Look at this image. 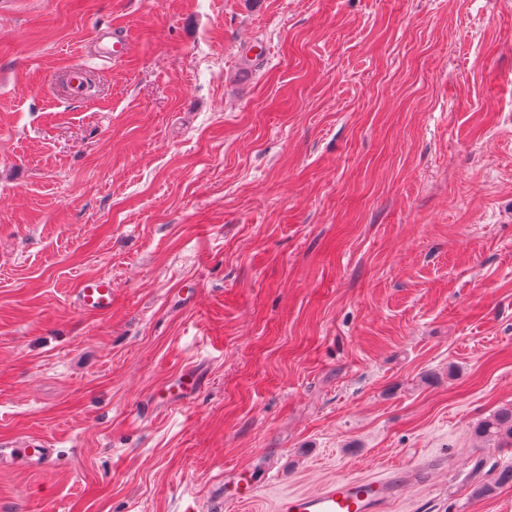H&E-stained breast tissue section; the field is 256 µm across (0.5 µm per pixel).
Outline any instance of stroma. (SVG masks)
Returning <instances> with one entry per match:
<instances>
[{
	"label": "stroma",
	"mask_w": 512,
	"mask_h": 512,
	"mask_svg": "<svg viewBox=\"0 0 512 512\" xmlns=\"http://www.w3.org/2000/svg\"><path fill=\"white\" fill-rule=\"evenodd\" d=\"M505 408L512 0L0 7V441L56 456L0 512H278L428 455L390 512H512ZM76 303L85 312L112 310V278L104 275L82 280L77 288ZM204 379L195 368L184 369L178 377L158 386L151 394L153 406L171 403L186 404L195 400L202 391ZM480 434L494 442L512 444V409L500 410L482 422ZM233 487L234 493L229 498L224 497V505L226 506L233 501L250 500L256 496L260 486V481L252 473L244 471L226 470L224 472V489Z\"/></svg>",
	"instance_id": "1"
}]
</instances>
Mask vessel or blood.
Segmentation results:
<instances>
[{
    "mask_svg": "<svg viewBox=\"0 0 512 512\" xmlns=\"http://www.w3.org/2000/svg\"><path fill=\"white\" fill-rule=\"evenodd\" d=\"M76 303L85 312H104L112 308V279L97 276L82 280ZM204 379L195 368L184 369L178 377L158 386L150 400L155 405L185 404L202 391ZM0 463L24 464L33 469L53 465L51 449L36 438L0 443ZM439 459L425 457L413 464H399L375 477L343 476L328 481L312 493L293 494L281 504V512H388L390 505L412 486L427 481L440 469ZM225 486L234 490L233 501L255 497L260 486L254 474L230 470L224 474Z\"/></svg>",
    "mask_w": 512,
    "mask_h": 512,
    "instance_id": "obj_1",
    "label": "vessel or blood"
}]
</instances>
